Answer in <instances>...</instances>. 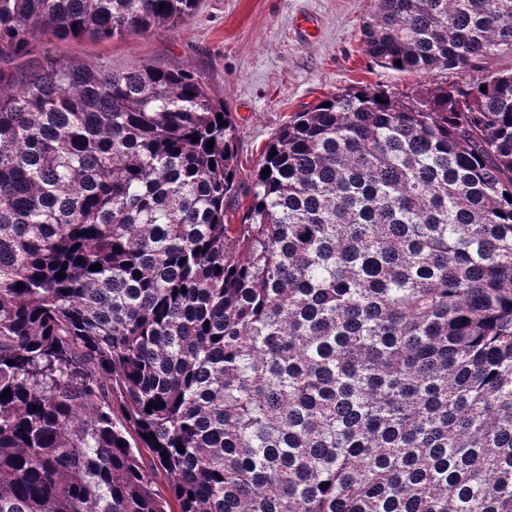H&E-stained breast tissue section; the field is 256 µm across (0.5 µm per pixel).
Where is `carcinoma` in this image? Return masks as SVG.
<instances>
[{
	"label": "carcinoma",
	"mask_w": 512,
	"mask_h": 512,
	"mask_svg": "<svg viewBox=\"0 0 512 512\" xmlns=\"http://www.w3.org/2000/svg\"><path fill=\"white\" fill-rule=\"evenodd\" d=\"M199 2L0 0V512H512V0H377L468 80L295 113L238 224L205 77L46 47Z\"/></svg>",
	"instance_id": "carcinoma-1"
}]
</instances>
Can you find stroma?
I'll return each instance as SVG.
<instances>
[{
  "label": "stroma",
  "instance_id": "stroma-1",
  "mask_svg": "<svg viewBox=\"0 0 512 512\" xmlns=\"http://www.w3.org/2000/svg\"><path fill=\"white\" fill-rule=\"evenodd\" d=\"M375 0H201L181 25L98 42L56 41L66 62L121 72L192 67L224 99L239 128L238 177L248 188L262 152L290 115L354 88L406 93L456 81L454 71L401 73L365 50Z\"/></svg>",
  "mask_w": 512,
  "mask_h": 512
}]
</instances>
